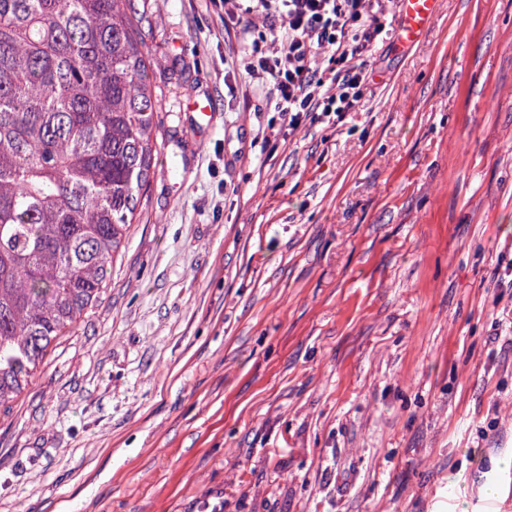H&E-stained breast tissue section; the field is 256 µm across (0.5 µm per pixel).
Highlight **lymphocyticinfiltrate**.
<instances>
[{
	"instance_id": "1",
	"label": "lymphocytic infiltrate",
	"mask_w": 512,
	"mask_h": 512,
	"mask_svg": "<svg viewBox=\"0 0 512 512\" xmlns=\"http://www.w3.org/2000/svg\"><path fill=\"white\" fill-rule=\"evenodd\" d=\"M385 0H224V34L238 45L243 70L279 129L296 132L321 115L344 117L359 107L370 73L361 58L385 34ZM269 29L240 25L241 13Z\"/></svg>"
}]
</instances>
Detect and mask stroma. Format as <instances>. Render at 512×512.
Listing matches in <instances>:
<instances>
[{"instance_id":"1","label":"stroma","mask_w":512,"mask_h":512,"mask_svg":"<svg viewBox=\"0 0 512 512\" xmlns=\"http://www.w3.org/2000/svg\"><path fill=\"white\" fill-rule=\"evenodd\" d=\"M138 7L165 145L0 414V512H512V0L377 39L363 106L274 150L219 0Z\"/></svg>"}]
</instances>
